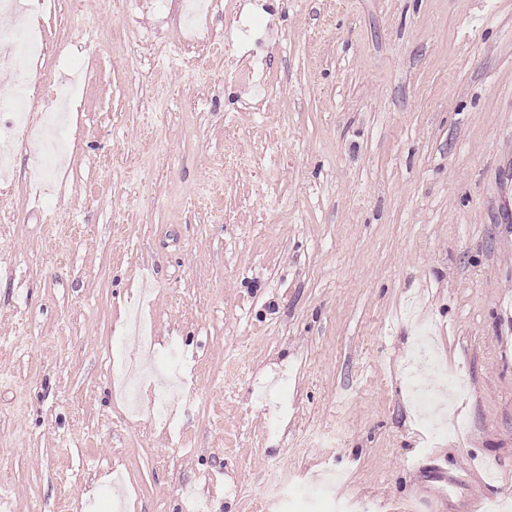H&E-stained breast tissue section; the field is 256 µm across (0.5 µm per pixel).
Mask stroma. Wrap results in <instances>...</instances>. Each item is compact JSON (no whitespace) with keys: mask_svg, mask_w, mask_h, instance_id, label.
I'll list each match as a JSON object with an SVG mask.
<instances>
[{"mask_svg":"<svg viewBox=\"0 0 512 512\" xmlns=\"http://www.w3.org/2000/svg\"><path fill=\"white\" fill-rule=\"evenodd\" d=\"M42 23L33 105L67 141L38 180L19 140L0 189V512H194L184 484L211 512H512V0ZM425 331L467 385L435 441L405 378Z\"/></svg>","mask_w":512,"mask_h":512,"instance_id":"stroma-1","label":"stroma"}]
</instances>
